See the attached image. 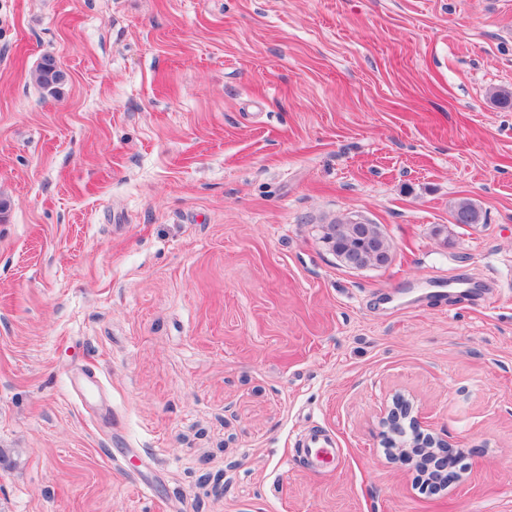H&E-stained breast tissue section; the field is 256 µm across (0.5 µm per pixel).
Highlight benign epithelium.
<instances>
[{"label": "benign epithelium", "instance_id": "1", "mask_svg": "<svg viewBox=\"0 0 512 512\" xmlns=\"http://www.w3.org/2000/svg\"><path fill=\"white\" fill-rule=\"evenodd\" d=\"M412 408L398 400L383 418L382 442L397 460L414 461L436 492L462 479L459 457L449 451L448 441L421 432V423Z\"/></svg>", "mask_w": 512, "mask_h": 512}]
</instances>
